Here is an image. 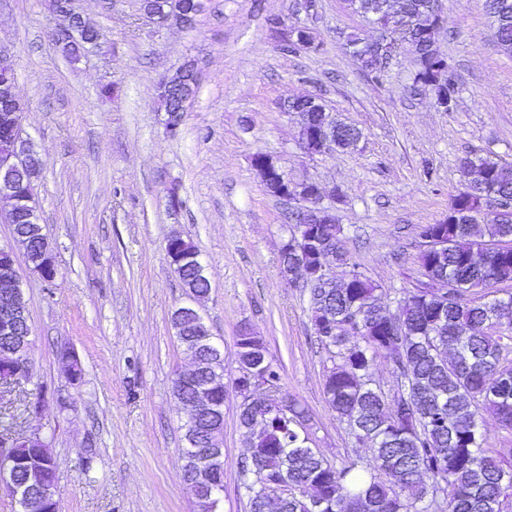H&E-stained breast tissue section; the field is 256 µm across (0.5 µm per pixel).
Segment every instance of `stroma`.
<instances>
[{
    "label": "stroma",
    "instance_id": "1",
    "mask_svg": "<svg viewBox=\"0 0 512 512\" xmlns=\"http://www.w3.org/2000/svg\"><path fill=\"white\" fill-rule=\"evenodd\" d=\"M441 3L436 47L458 84L448 111L411 93L408 50L381 78L361 70L345 36L376 33L344 0H317L313 16L303 0H204L188 29L153 23L140 0H76L105 40L75 62L52 41L53 0H0V51L14 63L23 128L43 161L35 193L58 266L51 282L19 268L31 375L0 392V434L24 426L48 440L61 512H197L182 480L185 418L172 392L188 361L171 314L189 300L165 252L173 233L206 266L202 314L224 345L225 381L237 375L236 336L249 326L279 366L283 390L305 408L323 456L338 466L367 456L325 400L333 354L315 338L305 290L281 275L287 207L267 192L252 157L265 153L289 180L323 188L350 265L399 314L420 280L416 228L447 217L460 158L490 154L512 170V57L496 44L484 0ZM299 25L314 46L282 53ZM188 60L200 88L172 134L157 83ZM305 95L362 131L355 149L301 147L297 121L280 104ZM64 347L82 364L80 384L64 374ZM38 391L41 411L25 414L26 394ZM239 403L228 386L220 512H249Z\"/></svg>",
    "mask_w": 512,
    "mask_h": 512
}]
</instances>
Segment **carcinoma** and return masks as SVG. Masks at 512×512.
<instances>
[{"mask_svg": "<svg viewBox=\"0 0 512 512\" xmlns=\"http://www.w3.org/2000/svg\"><path fill=\"white\" fill-rule=\"evenodd\" d=\"M348 9L372 28L391 23L410 32L431 28L435 18L427 0H400L390 16L383 0H346ZM487 14L501 51L512 54V0H489ZM151 19L185 13L196 19V0H142ZM413 88L428 90L436 103L451 110L457 87L446 59L432 45L419 43ZM199 85L197 68L187 61L172 81L161 80L159 99L171 111L186 110ZM362 131L349 126L336 134V150L357 144ZM463 188L453 196L448 217L417 227V236L432 234L448 242L442 258L419 257L421 275L448 278L441 291L416 288L401 299V314L378 310V288L358 274L345 288L308 289V306L316 337L334 349L336 361L326 375L324 395L356 440L371 457L360 465L329 463L309 450L296 428L303 408L297 401L288 415L273 414L270 432L253 443L241 464L249 500L266 487L285 483L317 499L319 512H428L438 493L447 495L448 512H500L501 497L512 488V470L504 467L512 448L494 455L484 448L481 427L490 417L512 429V366L504 352L512 345V294L480 301L472 294L512 282V223L488 219L476 230L478 211L491 199L512 200V174L489 156L469 154L459 160ZM317 238L338 265L347 264L343 229L336 223L316 224ZM175 274L186 290L210 285L207 274L179 268ZM390 357L398 381L390 398L371 382L378 353ZM21 457L36 460L47 481L57 467L43 437L28 434Z\"/></svg>", "mask_w": 512, "mask_h": 512, "instance_id": "cac0c4a2", "label": "carcinoma"}]
</instances>
